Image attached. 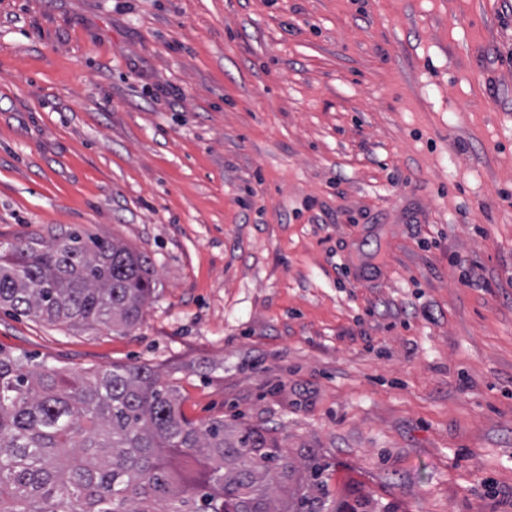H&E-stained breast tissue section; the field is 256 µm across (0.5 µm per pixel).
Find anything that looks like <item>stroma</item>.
Returning a JSON list of instances; mask_svg holds the SVG:
<instances>
[{"mask_svg": "<svg viewBox=\"0 0 512 512\" xmlns=\"http://www.w3.org/2000/svg\"><path fill=\"white\" fill-rule=\"evenodd\" d=\"M148 253L125 335L193 420L393 512H512V0H0V242Z\"/></svg>", "mask_w": 512, "mask_h": 512, "instance_id": "35a3bbf8", "label": "stroma"}]
</instances>
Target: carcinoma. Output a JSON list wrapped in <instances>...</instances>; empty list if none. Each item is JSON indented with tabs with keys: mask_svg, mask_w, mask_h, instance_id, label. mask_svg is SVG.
Segmentation results:
<instances>
[{
	"mask_svg": "<svg viewBox=\"0 0 512 512\" xmlns=\"http://www.w3.org/2000/svg\"><path fill=\"white\" fill-rule=\"evenodd\" d=\"M148 254L79 229L0 250V307L122 335L156 292ZM326 465L269 433L191 421L152 364L71 378L0 350V512H358Z\"/></svg>",
	"mask_w": 512,
	"mask_h": 512,
	"instance_id": "carcinoma-1",
	"label": "carcinoma"
}]
</instances>
